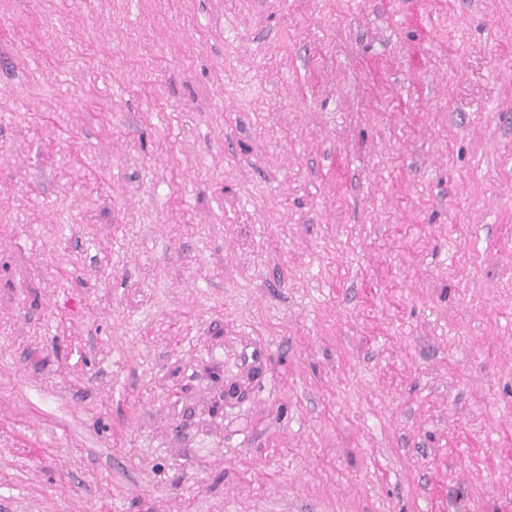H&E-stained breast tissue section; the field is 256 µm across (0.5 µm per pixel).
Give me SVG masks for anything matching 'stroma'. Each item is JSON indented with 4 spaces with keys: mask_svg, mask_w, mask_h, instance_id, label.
I'll use <instances>...</instances> for the list:
<instances>
[{
    "mask_svg": "<svg viewBox=\"0 0 512 512\" xmlns=\"http://www.w3.org/2000/svg\"><path fill=\"white\" fill-rule=\"evenodd\" d=\"M0 512H512V0H0Z\"/></svg>",
    "mask_w": 512,
    "mask_h": 512,
    "instance_id": "stroma-1",
    "label": "stroma"
}]
</instances>
